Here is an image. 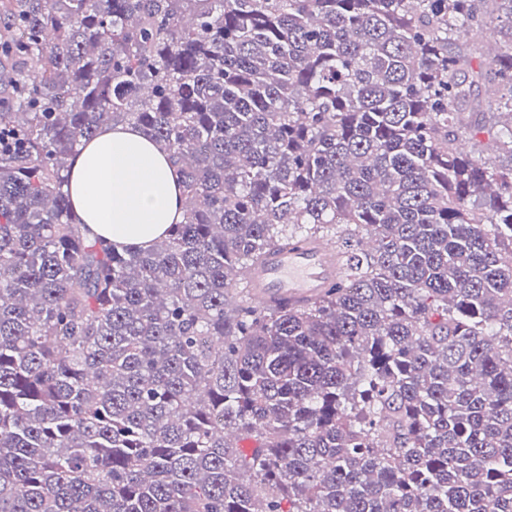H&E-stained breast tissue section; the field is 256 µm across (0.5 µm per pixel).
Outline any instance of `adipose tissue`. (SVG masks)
<instances>
[{"mask_svg": "<svg viewBox=\"0 0 512 512\" xmlns=\"http://www.w3.org/2000/svg\"><path fill=\"white\" fill-rule=\"evenodd\" d=\"M74 208L92 234L116 246L149 249L182 219L175 168L140 130L102 129L75 158Z\"/></svg>", "mask_w": 512, "mask_h": 512, "instance_id": "1", "label": "adipose tissue"}]
</instances>
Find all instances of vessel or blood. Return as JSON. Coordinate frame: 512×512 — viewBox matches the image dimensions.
Here are the masks:
<instances>
[{
	"label": "vessel or blood",
	"mask_w": 512,
	"mask_h": 512,
	"mask_svg": "<svg viewBox=\"0 0 512 512\" xmlns=\"http://www.w3.org/2000/svg\"><path fill=\"white\" fill-rule=\"evenodd\" d=\"M341 275V255L335 245L310 238L269 252L249 269L247 283L258 304L307 305L338 285Z\"/></svg>",
	"instance_id": "vessel-or-blood-1"
}]
</instances>
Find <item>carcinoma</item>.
Listing matches in <instances>:
<instances>
[{
    "label": "carcinoma",
    "instance_id": "carcinoma-1",
    "mask_svg": "<svg viewBox=\"0 0 512 512\" xmlns=\"http://www.w3.org/2000/svg\"><path fill=\"white\" fill-rule=\"evenodd\" d=\"M0 19V512H512V0ZM108 125L178 168L147 251L87 236L65 190ZM483 135L494 160L460 147ZM338 232V286L251 299L264 253ZM499 45L493 42L489 32L483 34V37L474 43L467 45V54L472 60L474 70H478V65L485 59L493 56L498 51Z\"/></svg>",
    "mask_w": 512,
    "mask_h": 512
}]
</instances>
